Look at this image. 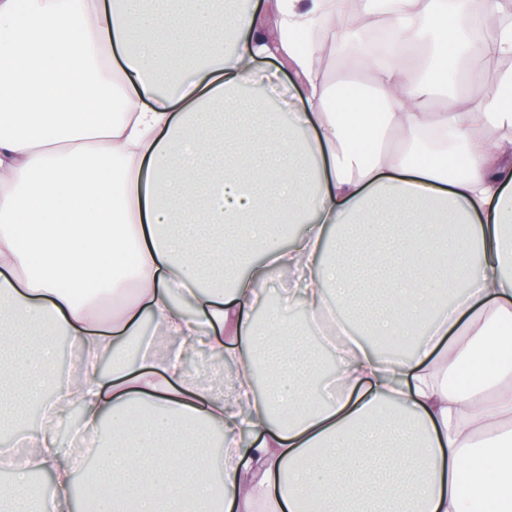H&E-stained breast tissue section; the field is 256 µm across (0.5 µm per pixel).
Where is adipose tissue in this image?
I'll list each match as a JSON object with an SVG mask.
<instances>
[{
	"label": "adipose tissue",
	"mask_w": 512,
	"mask_h": 512,
	"mask_svg": "<svg viewBox=\"0 0 512 512\" xmlns=\"http://www.w3.org/2000/svg\"><path fill=\"white\" fill-rule=\"evenodd\" d=\"M217 2L0 0V428L34 447L0 512H72L69 404L97 436V512H512V70L431 111L438 70L474 50L443 0H392L391 62L359 58L383 110L335 113L296 41L334 0L221 24ZM268 59L301 111L265 164L218 156L199 117L236 114ZM362 220L376 246L342 250L332 231ZM351 260L387 271L366 326L411 352L348 338L326 397L307 331L349 319ZM275 271L300 321L254 318ZM200 342L233 366L225 390L185 382Z\"/></svg>",
	"instance_id": "1"
}]
</instances>
